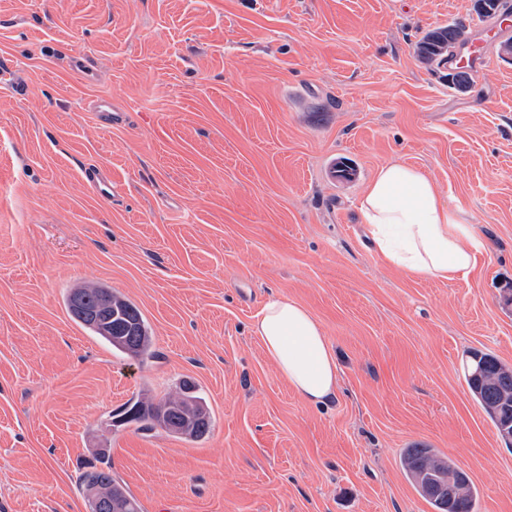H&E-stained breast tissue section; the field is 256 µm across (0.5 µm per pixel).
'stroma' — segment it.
Returning <instances> with one entry per match:
<instances>
[{"instance_id":"1","label":"stroma","mask_w":512,"mask_h":512,"mask_svg":"<svg viewBox=\"0 0 512 512\" xmlns=\"http://www.w3.org/2000/svg\"><path fill=\"white\" fill-rule=\"evenodd\" d=\"M453 23L483 45L463 90L414 52ZM507 41L476 0H0V512H87L96 448L142 512H432L400 466L418 444L467 472L478 512H512V449L465 380L474 350L512 366ZM95 98L126 123H98ZM334 159L356 180L329 179ZM393 161L475 226L468 277L371 249L357 202ZM96 281L139 307L156 358L71 319L64 291ZM273 296L332 347L329 404L252 335ZM186 380L207 438L112 426Z\"/></svg>"}]
</instances>
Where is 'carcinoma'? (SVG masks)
<instances>
[{
  "label": "carcinoma",
  "mask_w": 512,
  "mask_h": 512,
  "mask_svg": "<svg viewBox=\"0 0 512 512\" xmlns=\"http://www.w3.org/2000/svg\"><path fill=\"white\" fill-rule=\"evenodd\" d=\"M465 35V27L459 24L440 27L419 40L414 51L427 63L445 67L451 61L448 48ZM64 302L71 317L112 350L140 363L155 357L149 323L123 295L102 284H87L68 289ZM466 383L496 430L512 423L511 366L490 353L472 352ZM162 417L168 423V433L193 441L205 437L212 426L204 397L188 394L182 387L157 402H135L120 422H135L152 430L160 426ZM96 460L97 464L80 476L88 512H114L120 507L141 512L137 499L112 478L109 451L96 453ZM401 462L406 478L433 512H477V488L449 456L436 448H405Z\"/></svg>",
  "instance_id": "obj_1"
}]
</instances>
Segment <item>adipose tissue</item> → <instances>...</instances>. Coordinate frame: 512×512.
I'll use <instances>...</instances> for the list:
<instances>
[{"mask_svg":"<svg viewBox=\"0 0 512 512\" xmlns=\"http://www.w3.org/2000/svg\"><path fill=\"white\" fill-rule=\"evenodd\" d=\"M358 209L377 256L412 276L442 281L467 277L484 248L459 210L442 202L428 176L405 163L380 167ZM252 333L281 377L306 402L323 405L335 398L340 369L306 307L285 297L270 298Z\"/></svg>","mask_w":512,"mask_h":512,"instance_id":"1","label":"adipose tissue"}]
</instances>
